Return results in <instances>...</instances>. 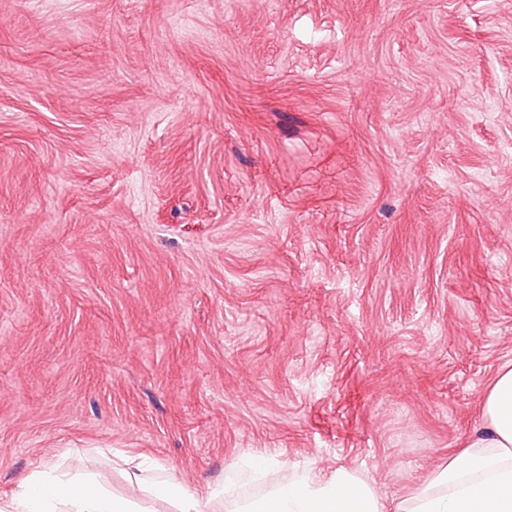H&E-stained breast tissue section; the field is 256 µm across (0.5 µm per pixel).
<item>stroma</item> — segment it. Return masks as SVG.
<instances>
[{
  "mask_svg": "<svg viewBox=\"0 0 512 512\" xmlns=\"http://www.w3.org/2000/svg\"><path fill=\"white\" fill-rule=\"evenodd\" d=\"M508 363L512 0H0V499L397 501ZM133 499L108 489L101 474L61 472L43 464L20 480L1 512H137Z\"/></svg>",
  "mask_w": 512,
  "mask_h": 512,
  "instance_id": "obj_1",
  "label": "stroma"
}]
</instances>
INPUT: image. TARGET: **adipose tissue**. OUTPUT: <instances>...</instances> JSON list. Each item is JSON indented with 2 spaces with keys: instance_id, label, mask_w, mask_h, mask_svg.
Here are the masks:
<instances>
[{
  "instance_id": "adipose-tissue-1",
  "label": "adipose tissue",
  "mask_w": 512,
  "mask_h": 512,
  "mask_svg": "<svg viewBox=\"0 0 512 512\" xmlns=\"http://www.w3.org/2000/svg\"><path fill=\"white\" fill-rule=\"evenodd\" d=\"M139 496L174 512H512V364L481 395V420L463 449L413 496L387 504L373 484L340 470L307 473L265 496L240 501L234 487L200 492L176 479L138 481ZM135 500L108 489L102 475L44 464L20 480L0 512H136Z\"/></svg>"
}]
</instances>
